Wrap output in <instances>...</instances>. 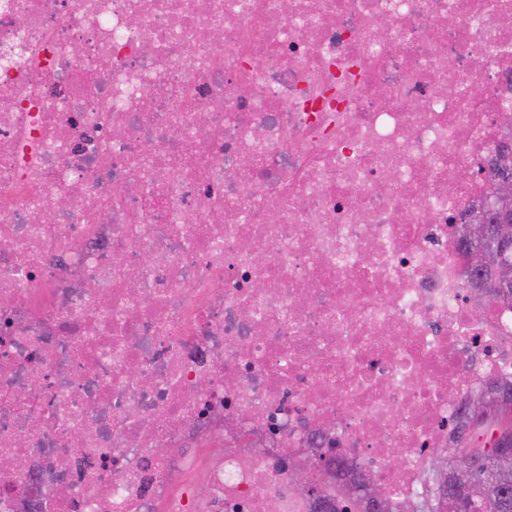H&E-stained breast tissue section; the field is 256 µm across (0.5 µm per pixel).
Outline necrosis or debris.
Masks as SVG:
<instances>
[{
    "instance_id": "1",
    "label": "necrosis or debris",
    "mask_w": 512,
    "mask_h": 512,
    "mask_svg": "<svg viewBox=\"0 0 512 512\" xmlns=\"http://www.w3.org/2000/svg\"><path fill=\"white\" fill-rule=\"evenodd\" d=\"M507 139L512 0H0V512H438Z\"/></svg>"
}]
</instances>
